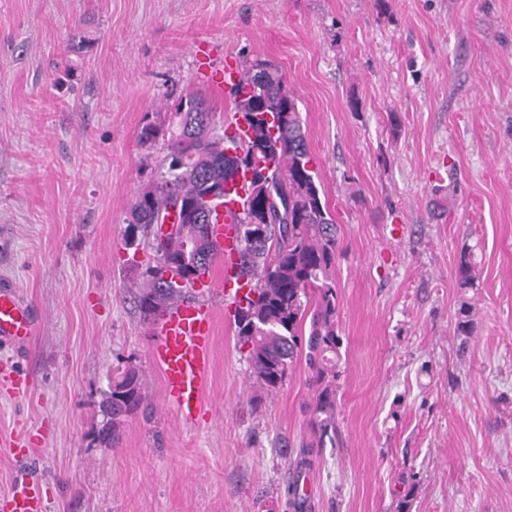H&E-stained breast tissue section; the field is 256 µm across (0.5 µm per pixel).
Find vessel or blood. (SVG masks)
<instances>
[{
    "label": "vessel or blood",
    "instance_id": "obj_1",
    "mask_svg": "<svg viewBox=\"0 0 512 512\" xmlns=\"http://www.w3.org/2000/svg\"><path fill=\"white\" fill-rule=\"evenodd\" d=\"M206 83L216 91L240 82L241 73L233 57H226L223 67L206 68ZM250 182L248 172H239L223 210L212 227L216 253L224 265L218 278H205L209 291L228 298L246 295L250 285L239 274L235 216L241 209ZM215 310L206 300L185 301L167 309L159 323L158 341L151 353L161 374L165 400L181 420L194 422L202 410L203 380L211 364ZM36 330L32 311L22 304L17 293L0 290V340L18 347L26 346ZM0 512H45L39 486L22 484L0 495Z\"/></svg>",
    "mask_w": 512,
    "mask_h": 512
}]
</instances>
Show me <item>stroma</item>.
I'll list each match as a JSON object with an SVG mask.
<instances>
[{
	"label": "stroma",
	"instance_id": "1",
	"mask_svg": "<svg viewBox=\"0 0 512 512\" xmlns=\"http://www.w3.org/2000/svg\"><path fill=\"white\" fill-rule=\"evenodd\" d=\"M201 43L216 64L281 66L339 227L336 434L309 457L305 512H396L408 492L410 512H512V0H0V287L38 319L27 348L0 343V435L33 449L0 443V494L294 512L306 359L264 395L214 297L206 414L184 425L133 300L149 255L126 250L125 219L152 176L137 135L201 90ZM129 367L147 398L102 442Z\"/></svg>",
	"mask_w": 512,
	"mask_h": 512
}]
</instances>
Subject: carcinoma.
I'll return each mask as SVG.
<instances>
[{
	"label": "carcinoma",
	"instance_id": "obj_1",
	"mask_svg": "<svg viewBox=\"0 0 512 512\" xmlns=\"http://www.w3.org/2000/svg\"><path fill=\"white\" fill-rule=\"evenodd\" d=\"M243 79L227 92L231 122L217 124V109L195 92L180 100L170 124L148 122L138 140L163 141L159 171L134 193L125 245L147 249L152 258L134 283L143 320L155 323L172 305L191 301L189 287L215 261L210 227L225 196L206 197L205 184L227 187L236 173L251 174L238 217L240 274L252 293L236 302L234 325L246 349L251 374L266 394L279 389L288 370L305 354L312 369L311 428L323 442L336 432V382L340 377L338 303L333 270L339 250L338 226L311 164L298 99L281 68L269 60L245 61ZM287 195L288 215L264 209L263 198ZM204 215L201 221L166 231L162 221L174 201ZM193 269L186 277L184 268ZM461 288L474 287L475 273L464 258L456 269ZM457 332L471 336V307L458 313ZM145 374L129 368L112 381V426L146 399Z\"/></svg>",
	"mask_w": 512,
	"mask_h": 512
}]
</instances>
